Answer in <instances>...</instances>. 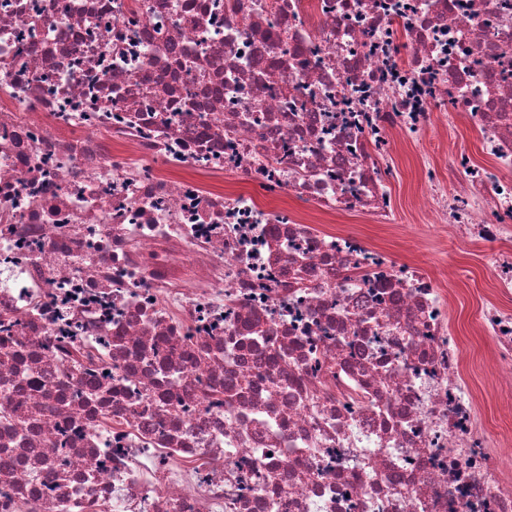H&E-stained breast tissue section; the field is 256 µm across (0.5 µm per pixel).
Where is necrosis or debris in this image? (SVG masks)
<instances>
[{
    "instance_id": "4bbe7bcc",
    "label": "necrosis or debris",
    "mask_w": 512,
    "mask_h": 512,
    "mask_svg": "<svg viewBox=\"0 0 512 512\" xmlns=\"http://www.w3.org/2000/svg\"><path fill=\"white\" fill-rule=\"evenodd\" d=\"M401 147L510 392L512 0H0V512H512ZM478 148V140L471 133H455L446 136L443 144L440 145L439 154L436 159L444 158L445 154L460 152H475ZM398 162L401 173L397 187L398 224H421L417 235L414 238H403L398 231L380 229L366 222L363 217H352L336 226L381 244L394 258L405 255L419 258L435 273L444 265L449 267L461 264L469 267L472 271L470 279L453 287L458 291V296L449 309V317L462 335L470 337L463 370L476 385H480L486 380L492 345L486 337L474 336L470 322L477 301L488 296L493 288L487 270L485 249L477 244H456L442 238L436 241L433 232L418 217L419 166L408 151L400 156Z\"/></svg>"
}]
</instances>
